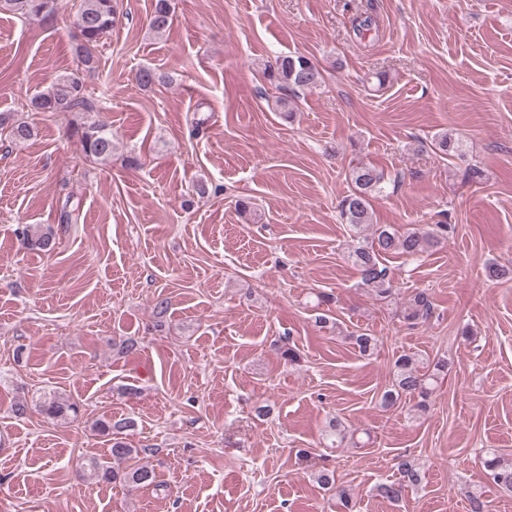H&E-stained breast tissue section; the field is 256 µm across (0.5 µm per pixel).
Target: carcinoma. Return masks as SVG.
Instances as JSON below:
<instances>
[{"label":"carcinoma","mask_w":512,"mask_h":512,"mask_svg":"<svg viewBox=\"0 0 512 512\" xmlns=\"http://www.w3.org/2000/svg\"><path fill=\"white\" fill-rule=\"evenodd\" d=\"M74 24L78 30L75 54L78 66L71 72L57 76L49 86L36 93L30 99V108L35 112H87L89 101L84 97L83 73L97 69L98 49L103 38L112 30L116 21V0H74ZM8 10L21 14L29 20L42 19L57 10V0H0V11ZM171 24L170 0H154L149 18V28L162 32ZM270 84L279 90L307 91L321 86L323 75L318 66L305 55H287L280 58L276 67L267 73ZM137 84L143 88L151 87L163 81L155 69L144 67L136 75ZM6 132L14 141L24 142L32 138L34 128L27 122H14L6 112L0 113V132ZM70 135L78 138L83 155L95 162H106L112 158V128L99 120H86L76 123L70 129ZM351 180L354 191L341 202V217L348 224L358 246L349 254L352 264L359 274L358 287L363 288L382 300H392L394 285L390 270L384 263L385 256L404 254L414 257L438 247L448 237V225L435 224L423 232L411 231L404 234L396 232L387 224L372 223L370 198L383 192L385 188L384 172L369 165L352 168ZM23 244L31 249L49 252L56 245V236L52 229L41 230L27 227L22 233ZM434 314L431 295L425 290L411 294L402 305L398 317L415 325L429 321ZM448 370V361L437 360L432 369L423 367V362L415 353H403L394 361L390 388L382 395L386 407L396 405L403 398L415 399L410 412L420 417L430 408V397L434 383L439 375ZM42 413L56 422L74 420L80 414L79 403L68 398L52 396L44 401ZM130 418L118 420H99L94 428L112 436L110 456L117 459H129L139 454V449L130 447L124 441V435L134 429ZM484 466L488 477L504 492H512V461L503 458L498 451L488 449L485 452ZM87 478L96 482H109L121 479L134 488L151 486L156 483L155 472L147 466H137L119 474L109 462L96 456L88 458ZM400 478L396 481L380 483L377 494L389 501H399L405 492L421 482L420 469L414 459L402 456L397 462ZM317 482L326 489H336L340 505L344 512H352V496L337 486L336 473L325 468L317 476Z\"/></svg>","instance_id":"cac0c4a2"}]
</instances>
